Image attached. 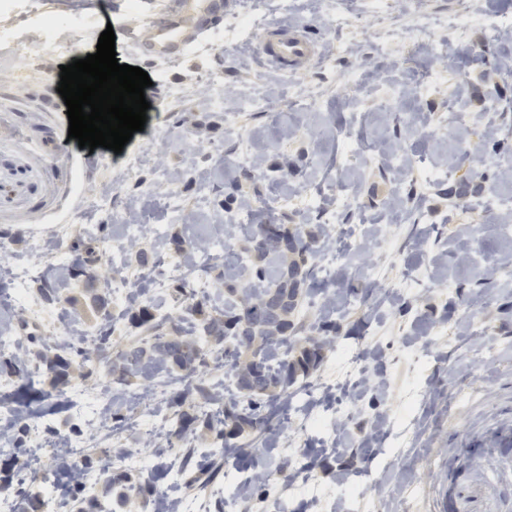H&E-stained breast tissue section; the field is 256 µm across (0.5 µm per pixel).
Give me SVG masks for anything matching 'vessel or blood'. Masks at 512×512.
Wrapping results in <instances>:
<instances>
[{
  "instance_id": "obj_1",
  "label": "vessel or blood",
  "mask_w": 512,
  "mask_h": 512,
  "mask_svg": "<svg viewBox=\"0 0 512 512\" xmlns=\"http://www.w3.org/2000/svg\"><path fill=\"white\" fill-rule=\"evenodd\" d=\"M151 0H139V11L145 12L150 34L135 40L137 54L149 62H169L184 58L195 46L207 42L224 17L227 0H166L158 13L149 9ZM261 55L270 66L297 72L316 55L314 45L303 35L273 38L269 30L257 35Z\"/></svg>"
}]
</instances>
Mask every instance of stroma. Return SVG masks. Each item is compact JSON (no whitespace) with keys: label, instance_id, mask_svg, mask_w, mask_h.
Masks as SVG:
<instances>
[{"label":"stroma","instance_id":"1","mask_svg":"<svg viewBox=\"0 0 512 512\" xmlns=\"http://www.w3.org/2000/svg\"><path fill=\"white\" fill-rule=\"evenodd\" d=\"M467 1L421 0L415 12L393 0L390 13L379 16L373 0H346L345 11L362 25L344 51L320 0H236L224 17L231 37L216 34L211 47L163 64L139 63L133 45L116 39L119 63L142 66L162 100L148 108L143 131L121 153L98 148L94 169L83 166L79 151L58 152L51 132L63 115L52 109L47 82L65 62L96 53L109 14L77 0H23L17 13L0 18L14 35L0 42V72L10 76L0 83V230L10 239L13 267L37 265L54 279L73 253L68 246L49 258L37 241L42 229L61 221L69 245L94 247L104 263L101 276L59 286L57 302L41 303L39 315L18 320L0 310V331L14 333L18 356L41 369L33 390L51 396L67 388L112 389L104 365L76 356L67 385L42 369L67 323L87 333L83 349L94 348L101 318L92 295L110 298L118 321L113 350L146 341L129 320L131 304L111 296L113 248L121 250L117 269L142 284L140 302L165 313L179 304V276L160 260L171 238L221 239V252L205 260L209 287L197 292L220 309L219 283L238 273L235 259L247 254L254 224L318 223L302 200L306 194L327 202L342 192L353 205L352 249L340 257L334 246L318 248L311 259L318 281L297 314L302 332L288 341L293 355L305 339H327L313 376L324 393L351 376L346 431H337L332 411L320 430L303 416L286 419L283 401L274 429L239 455L222 449L214 428L202 422L184 440L171 438L179 412H195L197 395L179 407L163 387L134 384L127 394L147 395L161 409L165 430L153 429L134 409L120 433L61 410L44 420L52 431L44 445L25 437L15 478L41 468L58 512H76L51 448L79 434L78 454L91 461L89 496L103 493V451L110 447L120 451L113 470L127 473L132 485L163 492L178 479L194 497L193 512H276L282 498L294 500L298 512H436L465 486L479 492L475 512H512V470L498 466L512 458V276L497 273L512 264V240L495 235L499 217L489 208L492 197L512 196V72L500 64L512 57V31L491 42L474 26L455 38L449 23ZM43 11L62 20L56 37L68 43L66 55L43 53L36 23ZM266 28L304 30L318 46L316 58L295 75L266 65L256 40ZM440 68L449 93H419L425 76ZM214 71L232 89L219 102L207 81ZM352 72L360 73L359 84H349ZM383 83L398 87L401 104L380 102ZM175 91L177 104L169 100ZM299 98L307 107L296 108ZM257 99L268 100L270 111H243V103ZM345 139L355 146L348 155L341 151ZM396 148L407 164L445 169V177L423 183L392 169ZM450 191L456 204L448 202ZM173 194L182 204L179 219L169 206ZM247 202L250 223L221 235L220 224ZM116 208L136 211L138 223L155 225V233L126 247L124 226L112 221ZM426 213L433 223H422ZM350 292L359 296L353 308L342 302ZM469 314L474 323H466ZM328 323L336 326L330 337L323 330ZM32 334L42 344L31 345ZM407 426L414 432L407 445L388 447L387 435ZM187 453L195 465L185 469ZM220 455L232 469L268 474L259 501L201 478V468Z\"/></svg>","mask_w":512,"mask_h":512}]
</instances>
